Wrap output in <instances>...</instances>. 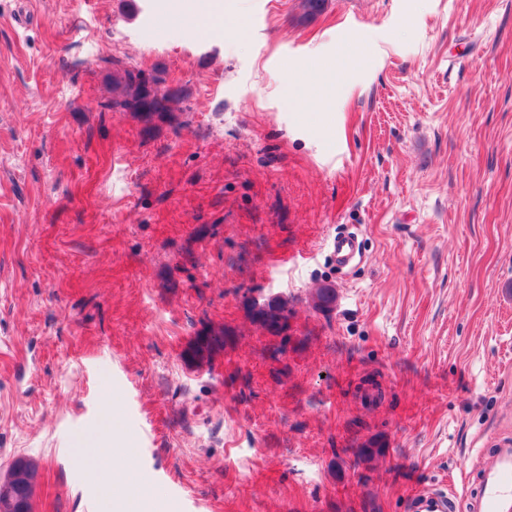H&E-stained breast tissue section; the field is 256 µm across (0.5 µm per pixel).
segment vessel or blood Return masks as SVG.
<instances>
[{
	"mask_svg": "<svg viewBox=\"0 0 512 512\" xmlns=\"http://www.w3.org/2000/svg\"><path fill=\"white\" fill-rule=\"evenodd\" d=\"M338 266L360 261L362 251L357 235L346 233L332 241ZM476 491L467 500L468 512H512V444L494 441L480 461ZM452 500L443 490L427 487L410 495L407 512H450Z\"/></svg>",
	"mask_w": 512,
	"mask_h": 512,
	"instance_id": "b4317fda",
	"label": "vessel or blood"
}]
</instances>
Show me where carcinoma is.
<instances>
[{"label": "carcinoma", "instance_id": "obj_1", "mask_svg": "<svg viewBox=\"0 0 512 512\" xmlns=\"http://www.w3.org/2000/svg\"><path fill=\"white\" fill-rule=\"evenodd\" d=\"M171 88L165 85V78L159 71L146 72L135 67H127L119 60H112V98L106 107L128 112L146 124L154 118H166L171 107ZM336 304V291L329 287L316 289L313 308L328 312ZM251 322L269 336L279 340L274 353L284 352L288 342V301L281 296L252 298L247 303ZM229 334L225 330H205L197 334L190 348L191 357L203 358L214 350L224 347Z\"/></svg>", "mask_w": 512, "mask_h": 512}]
</instances>
